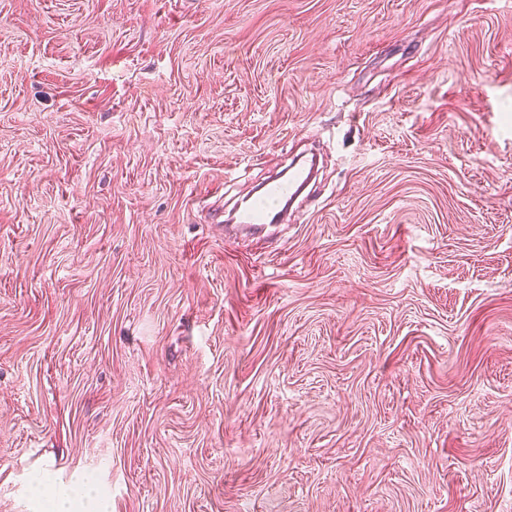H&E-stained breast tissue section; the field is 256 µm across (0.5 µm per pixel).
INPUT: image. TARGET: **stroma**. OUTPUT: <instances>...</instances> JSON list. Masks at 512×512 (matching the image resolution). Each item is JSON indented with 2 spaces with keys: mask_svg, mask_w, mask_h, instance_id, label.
<instances>
[{
  "mask_svg": "<svg viewBox=\"0 0 512 512\" xmlns=\"http://www.w3.org/2000/svg\"><path fill=\"white\" fill-rule=\"evenodd\" d=\"M85 482L512 512V0H0V512ZM288 174L277 175L261 184L259 191L251 196L248 205L237 211L236 224L231 226L252 229L283 220L293 197L310 180L307 163L291 162L285 169Z\"/></svg>",
  "mask_w": 512,
  "mask_h": 512,
  "instance_id": "obj_1",
  "label": "stroma"
}]
</instances>
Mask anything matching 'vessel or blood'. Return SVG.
Returning <instances> with one entry per match:
<instances>
[{
	"label": "vessel or blood",
	"instance_id": "vessel-or-blood-1",
	"mask_svg": "<svg viewBox=\"0 0 512 512\" xmlns=\"http://www.w3.org/2000/svg\"><path fill=\"white\" fill-rule=\"evenodd\" d=\"M309 180L306 164L290 163L286 174L277 175L262 183L259 191L251 196L248 205L238 211L237 227L252 229L280 223L293 197Z\"/></svg>",
	"mask_w": 512,
	"mask_h": 512
}]
</instances>
